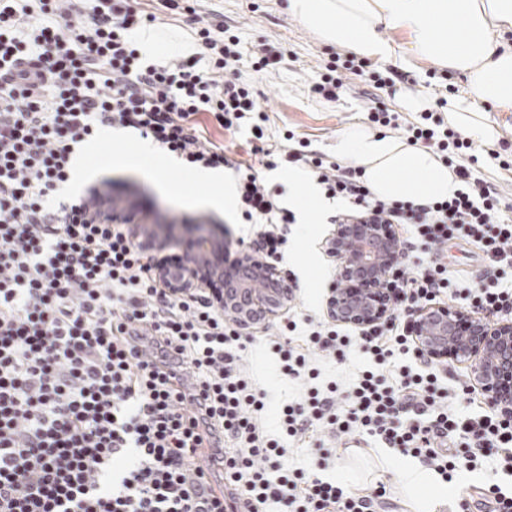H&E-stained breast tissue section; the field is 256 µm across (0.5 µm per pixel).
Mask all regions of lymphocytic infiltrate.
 <instances>
[{
  "mask_svg": "<svg viewBox=\"0 0 512 512\" xmlns=\"http://www.w3.org/2000/svg\"><path fill=\"white\" fill-rule=\"evenodd\" d=\"M80 24H72L70 15ZM146 19L138 0H112L111 12L87 0H0V512H380L385 485L349 491L301 469L286 448L260 432L265 404L243 374L236 321L201 289L177 294L159 279L148 249L122 225L95 220L92 186L70 202L48 201L70 179L74 148L105 127L136 131L191 168L233 165L244 223L259 225L263 259L283 257L291 211L279 204L264 170L307 167L348 217L398 224L409 260L394 295L418 311L459 300L492 316H512V218L491 183L475 174L466 138L431 111L400 124L371 101L370 123L404 129L410 143L453 163L461 187L449 199L412 202L372 195L360 168L344 166L287 133H265L250 83L239 68L240 40L223 25L201 27L207 71L197 62L145 63L128 37ZM227 130L248 115L262 170L229 162L204 136L197 114ZM475 248L479 280L448 273L447 246ZM405 311L357 332L330 320L309 323L287 311L272 349L283 375L310 381L304 401L281 410L285 436L325 429L365 432L422 460L444 481L458 464L475 467L498 453L512 473V416L448 412L436 373L385 375L395 354L418 352ZM345 359L359 350L375 369L343 390L317 387L309 349ZM222 464L224 485L197 473V454Z\"/></svg>",
  "mask_w": 512,
  "mask_h": 512,
  "instance_id": "obj_1",
  "label": "lymphocytic infiltrate"
}]
</instances>
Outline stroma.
<instances>
[{
  "label": "stroma",
  "instance_id": "35a3bbf8",
  "mask_svg": "<svg viewBox=\"0 0 512 512\" xmlns=\"http://www.w3.org/2000/svg\"><path fill=\"white\" fill-rule=\"evenodd\" d=\"M180 5V10L172 11L166 8L164 0H141L145 13L153 17V27L194 44L193 55L197 58L205 54L197 28L207 24L228 27L240 39V67L252 86L257 106L269 116L268 135L278 137L284 131H293L296 138L308 139L315 149L331 157L335 156L336 143L342 135L354 127L367 126L364 109L369 99H379L410 121L416 113L436 108L438 99L466 92L462 76L438 74L436 67L410 58L404 62H368L364 76L351 77L340 99L329 101L313 93L312 86L336 49L321 42L288 14L285 0H181ZM262 43L267 45L275 64L257 72L251 66L252 56ZM484 118L494 135L488 142L475 144L479 158L476 170L479 176L496 185L504 214L512 215V170L501 169L497 163L498 158H512V112L489 107ZM197 120L207 137L223 146L226 156L259 164V156L251 151L250 126L227 131L207 113L198 115ZM493 151L498 154L494 160L489 157ZM111 153V140L98 137L87 156L88 163L97 168L93 180L109 183L112 196L135 211L144 223L186 217L205 225L207 233L223 239L227 252L235 255L251 250L255 226L242 223L239 210L219 213L197 206V198L205 195L206 190L193 181L190 169L180 164L168 168L162 181L169 191L162 194L151 179L140 173L107 168L106 159ZM347 209L345 200H327L322 222L308 238L301 237L299 224L288 227V245L278 268L291 288L290 306L315 322L327 317L326 295L337 273L335 263L325 253L324 241L333 230L332 216ZM279 323V317L274 316L265 324L241 332L243 364L268 406L260 425L270 434L278 431V407L303 401L307 395L301 381L279 376L277 372L269 336L276 332ZM311 357L321 372L317 380L321 386L333 380L339 387H349L358 372L370 363L368 356L361 353L343 363L319 351L312 352ZM359 439L362 450L352 452L345 449L343 439L318 433L306 442L291 443L287 461L292 467H305L319 458L321 448L335 449L336 456L321 470V478L351 490L384 483L390 493L388 512H412L405 488L395 479L392 469L380 464L382 452H390L395 466L405 464L407 454L397 448L387 449L379 438L365 433ZM492 483L512 492V475L499 471L493 458L485 459L472 471L459 468L452 481L459 494H472L478 487Z\"/></svg>",
  "mask_w": 512,
  "mask_h": 512
}]
</instances>
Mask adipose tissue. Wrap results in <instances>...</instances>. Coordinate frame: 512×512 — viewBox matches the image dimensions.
Segmentation results:
<instances>
[{
	"label": "adipose tissue",
	"instance_id": "obj_1",
	"mask_svg": "<svg viewBox=\"0 0 512 512\" xmlns=\"http://www.w3.org/2000/svg\"><path fill=\"white\" fill-rule=\"evenodd\" d=\"M287 9L320 40L361 59L390 61L398 46L384 34L393 28L408 37L409 52L436 67L464 76L465 95L448 101V121L478 141L492 135L476 108L484 103L512 112V0H288ZM336 151L362 168L363 180L381 199L410 201L453 197L459 181L429 149L373 131L340 138ZM420 512L451 495L421 466L395 473Z\"/></svg>",
	"mask_w": 512,
	"mask_h": 512
}]
</instances>
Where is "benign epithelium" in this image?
I'll return each instance as SVG.
<instances>
[{"label": "benign epithelium", "instance_id": "obj_1", "mask_svg": "<svg viewBox=\"0 0 512 512\" xmlns=\"http://www.w3.org/2000/svg\"><path fill=\"white\" fill-rule=\"evenodd\" d=\"M325 245L337 265V279L326 298L329 317L358 329L386 320L395 304L392 280L401 254L392 225L353 219L336 225ZM155 263L172 288L207 287L214 302L244 328L264 322L288 304L290 288L281 272L248 253L225 262L221 278L202 267L176 268L169 256ZM463 321L468 330L460 336L457 325ZM412 335L435 361H472L475 385L493 405L512 414L511 321L467 320L462 312L439 305L412 320Z\"/></svg>", "mask_w": 512, "mask_h": 512}]
</instances>
